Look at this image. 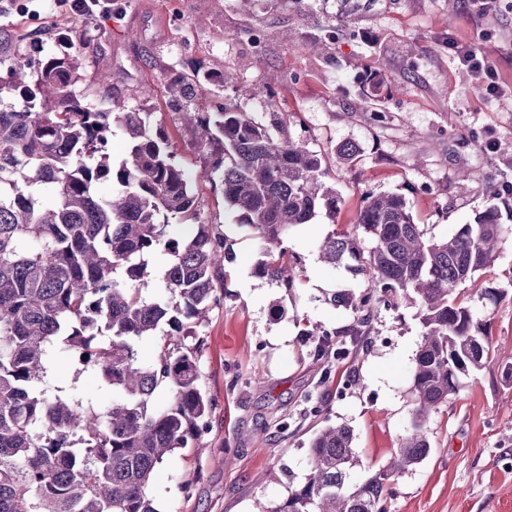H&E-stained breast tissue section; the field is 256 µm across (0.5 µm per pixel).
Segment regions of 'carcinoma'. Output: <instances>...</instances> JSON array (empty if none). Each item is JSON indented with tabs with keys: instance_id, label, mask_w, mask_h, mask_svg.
<instances>
[{
	"instance_id": "cac0c4a2",
	"label": "carcinoma",
	"mask_w": 512,
	"mask_h": 512,
	"mask_svg": "<svg viewBox=\"0 0 512 512\" xmlns=\"http://www.w3.org/2000/svg\"><path fill=\"white\" fill-rule=\"evenodd\" d=\"M81 59L49 56L27 72L12 66L20 103L0 99V512H157L149 495L155 467L199 443L210 401L197 366L199 347L183 342L226 292L224 266L234 261L226 237L205 223L203 203L169 150L150 112H100L73 90ZM217 79L173 72L168 107L192 135L199 180L220 191L224 209L251 229L264 259L254 273L295 286L288 253L292 229L323 209L336 217L340 198L324 181V156L288 133V114L271 129L234 107L205 112L199 100ZM128 140L112 161V124ZM112 184L101 198L96 185ZM512 208L489 204L456 233L426 237L398 193L363 194L356 226L363 247L346 235L318 243L320 257L368 276V288L328 301L354 311L349 340L305 328L314 358L329 367L331 347L358 345L373 329L379 304L395 296L418 309L422 342L412 367L414 424L388 464L351 488L356 456L350 427L326 425L308 446L311 471L280 503L263 512H385L387 484L430 452L428 414L453 397L495 349L485 325L459 297L484 286ZM191 227L171 236L172 223ZM169 256L159 271L166 297L151 300L141 282L149 260ZM157 338L143 363L134 343ZM71 352L121 395L104 411L47 385L53 351ZM163 403L153 406L160 393Z\"/></svg>"
}]
</instances>
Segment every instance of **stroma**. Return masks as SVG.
<instances>
[{
  "label": "stroma",
  "mask_w": 512,
  "mask_h": 512,
  "mask_svg": "<svg viewBox=\"0 0 512 512\" xmlns=\"http://www.w3.org/2000/svg\"><path fill=\"white\" fill-rule=\"evenodd\" d=\"M111 2L85 17L43 0H11L0 12V54L35 64L86 43L77 90L103 112L151 113L190 172L200 162L166 107L165 78L204 66L224 77L205 111L231 105L265 122L288 113L290 133L329 157L328 182L341 200L336 217L322 213L291 231L297 264L289 290L255 274L262 255L254 235L225 216L209 185H198L204 218L235 260L224 268L227 296L186 339L201 347L211 410L201 449L178 450L155 470L158 512H257L279 503L310 472L311 436L331 423L351 427L359 463L349 482L362 484L412 427L422 328L416 309L390 301L372 334L321 370L300 324L331 334L349 328L353 311L329 297L368 282L322 262L317 243L335 229L363 239L353 216L368 191L404 195L427 235L441 238L512 183V0H496L488 12L478 0ZM452 37L497 57L498 97L459 68ZM103 72L110 81H99ZM346 142L359 148L350 165L335 155ZM461 171L473 176L464 193L453 187ZM485 278L501 297L473 296L469 305L488 323L496 353L430 412V453L390 481L385 512H512V230ZM49 383L98 409L112 404L98 374L77 373L69 352L55 351Z\"/></svg>",
  "instance_id": "35a3bbf8"
}]
</instances>
